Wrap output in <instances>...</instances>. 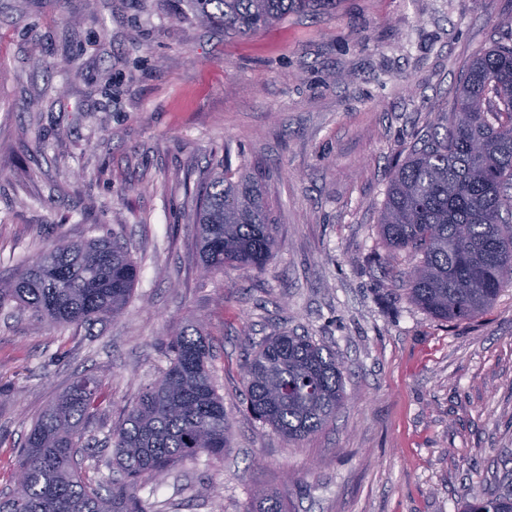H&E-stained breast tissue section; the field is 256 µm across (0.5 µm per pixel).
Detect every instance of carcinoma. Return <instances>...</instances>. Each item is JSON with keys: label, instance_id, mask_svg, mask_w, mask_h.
<instances>
[{"label": "carcinoma", "instance_id": "carcinoma-1", "mask_svg": "<svg viewBox=\"0 0 512 512\" xmlns=\"http://www.w3.org/2000/svg\"><path fill=\"white\" fill-rule=\"evenodd\" d=\"M201 21H220L248 36L277 23L306 0H189ZM453 120L434 129L392 167L380 233L394 251L419 262L407 297L434 319L483 315L512 284V31L466 63L452 107ZM202 266L264 269L275 229L258 177L224 173L200 185L197 214ZM138 277L136 262L116 239L61 243L39 254L7 286L10 303L57 326L92 327L119 317ZM162 376L124 409L107 441L119 478L104 489L84 473L98 470L84 444L83 424L96 398L91 376L74 381L37 419L14 456L26 480L0 493V512H158L137 496L159 486L185 458L231 447L224 401L213 385L210 347L198 330L169 340ZM248 411L290 442L313 435L343 405L346 394L336 355L309 336H269L242 366ZM246 512H288V501L266 491ZM462 512H512V491L485 492Z\"/></svg>", "mask_w": 512, "mask_h": 512}]
</instances>
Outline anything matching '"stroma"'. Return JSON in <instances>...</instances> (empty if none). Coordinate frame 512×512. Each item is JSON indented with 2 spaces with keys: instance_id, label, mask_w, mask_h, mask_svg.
Wrapping results in <instances>:
<instances>
[{
  "instance_id": "35a3bbf8",
  "label": "stroma",
  "mask_w": 512,
  "mask_h": 512,
  "mask_svg": "<svg viewBox=\"0 0 512 512\" xmlns=\"http://www.w3.org/2000/svg\"><path fill=\"white\" fill-rule=\"evenodd\" d=\"M186 10L0 0V284L57 241L114 232L139 266L125 312L90 331L0 309V491L13 449L84 375L100 389L88 476L108 475V429L197 322L232 446L183 460L164 512H245L262 489L290 512H459L512 473V287L479 318L436 320L378 223L393 159L445 123L512 0H310L249 38L178 22ZM225 157L267 170L278 236L260 272H202L194 192ZM284 330L335 353L347 395L295 443L248 413L241 374Z\"/></svg>"
}]
</instances>
